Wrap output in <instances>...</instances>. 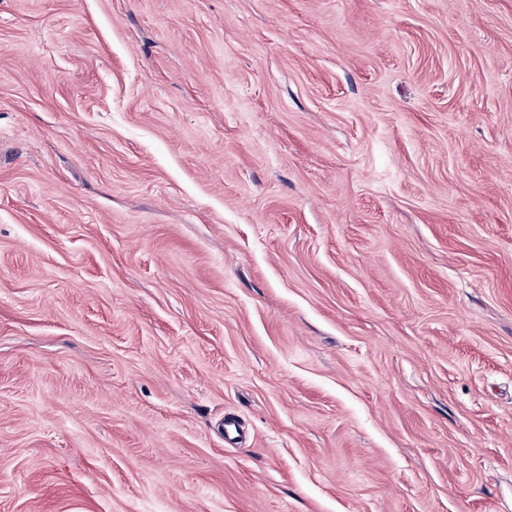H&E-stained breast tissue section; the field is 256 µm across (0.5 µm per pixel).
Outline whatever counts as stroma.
<instances>
[{
	"instance_id": "stroma-1",
	"label": "stroma",
	"mask_w": 512,
	"mask_h": 512,
	"mask_svg": "<svg viewBox=\"0 0 512 512\" xmlns=\"http://www.w3.org/2000/svg\"><path fill=\"white\" fill-rule=\"evenodd\" d=\"M0 512H512V0H0Z\"/></svg>"
}]
</instances>
